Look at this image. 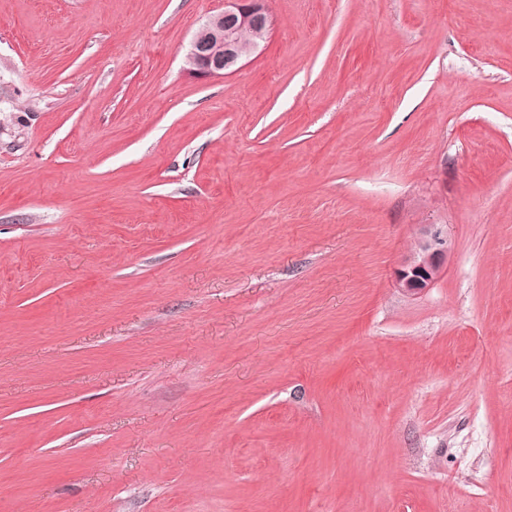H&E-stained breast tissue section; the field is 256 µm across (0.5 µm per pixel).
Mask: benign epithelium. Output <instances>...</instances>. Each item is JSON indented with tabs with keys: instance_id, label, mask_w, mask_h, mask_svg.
I'll return each mask as SVG.
<instances>
[{
	"instance_id": "1",
	"label": "benign epithelium",
	"mask_w": 512,
	"mask_h": 512,
	"mask_svg": "<svg viewBox=\"0 0 512 512\" xmlns=\"http://www.w3.org/2000/svg\"><path fill=\"white\" fill-rule=\"evenodd\" d=\"M274 27L267 0H224V10L209 16L193 34L185 71L197 79L222 78L244 60L261 53ZM249 33L244 43L240 35ZM448 256V235L439 224L423 225L411 256L395 273L396 287L421 294L435 283Z\"/></svg>"
}]
</instances>
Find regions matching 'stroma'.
I'll return each mask as SVG.
<instances>
[{"mask_svg": "<svg viewBox=\"0 0 512 512\" xmlns=\"http://www.w3.org/2000/svg\"><path fill=\"white\" fill-rule=\"evenodd\" d=\"M223 6L0 0V512H512V0ZM267 0H225L224 11L209 16L193 34L185 71L197 79L221 78L261 53L274 27ZM249 33L244 43L240 35ZM447 256V232L439 224L423 225L414 252L395 273L396 288L409 294L425 292L435 283Z\"/></svg>", "mask_w": 512, "mask_h": 512, "instance_id": "1", "label": "stroma"}]
</instances>
